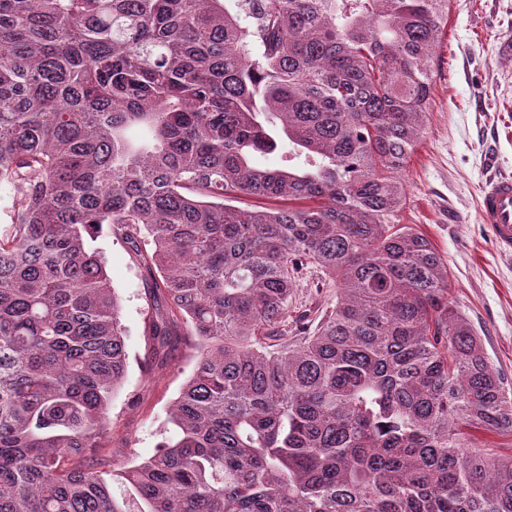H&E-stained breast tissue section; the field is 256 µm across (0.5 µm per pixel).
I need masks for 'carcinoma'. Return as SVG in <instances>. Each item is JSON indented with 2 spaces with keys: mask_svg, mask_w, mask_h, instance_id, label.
Segmentation results:
<instances>
[{
  "mask_svg": "<svg viewBox=\"0 0 512 512\" xmlns=\"http://www.w3.org/2000/svg\"><path fill=\"white\" fill-rule=\"evenodd\" d=\"M447 21L448 0H0V512H512V455L473 435L512 436V389L399 220ZM104 225L167 300L147 362L196 353L176 438L120 469L95 454L127 370ZM314 268L339 293L312 330Z\"/></svg>",
  "mask_w": 512,
  "mask_h": 512,
  "instance_id": "carcinoma-1",
  "label": "carcinoma"
}]
</instances>
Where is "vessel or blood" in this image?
Instances as JSON below:
<instances>
[{"label":"vessel or blood","instance_id":"vessel-or-blood-1","mask_svg":"<svg viewBox=\"0 0 512 512\" xmlns=\"http://www.w3.org/2000/svg\"><path fill=\"white\" fill-rule=\"evenodd\" d=\"M480 215L488 224L495 245L503 257L512 256V176L500 175L486 180L480 199Z\"/></svg>","mask_w":512,"mask_h":512}]
</instances>
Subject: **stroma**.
I'll return each mask as SVG.
<instances>
[{
  "mask_svg": "<svg viewBox=\"0 0 512 512\" xmlns=\"http://www.w3.org/2000/svg\"><path fill=\"white\" fill-rule=\"evenodd\" d=\"M508 39L512 0H449L432 112L404 171L400 221L423 232L447 264L449 300L481 337L492 367L512 383V260L499 254L479 216L486 177L512 175V56L498 52ZM91 246L106 262L125 329L128 368L112 397V439L101 450L123 465L174 439L171 409L195 361L181 348L145 371L146 273L107 231Z\"/></svg>",
  "mask_w": 512,
  "mask_h": 512,
  "instance_id": "obj_1",
  "label": "stroma"
}]
</instances>
